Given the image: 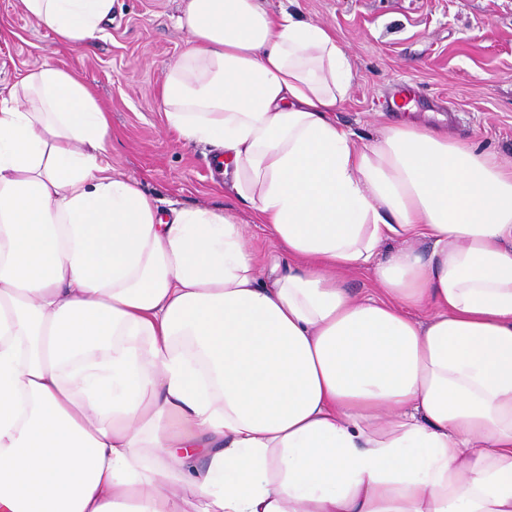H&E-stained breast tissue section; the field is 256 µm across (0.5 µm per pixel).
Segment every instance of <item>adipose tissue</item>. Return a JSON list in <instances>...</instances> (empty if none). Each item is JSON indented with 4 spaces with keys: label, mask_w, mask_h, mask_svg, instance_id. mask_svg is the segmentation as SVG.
Here are the masks:
<instances>
[{
    "label": "adipose tissue",
    "mask_w": 512,
    "mask_h": 512,
    "mask_svg": "<svg viewBox=\"0 0 512 512\" xmlns=\"http://www.w3.org/2000/svg\"><path fill=\"white\" fill-rule=\"evenodd\" d=\"M19 2L70 46L112 14ZM177 25L166 121L221 148L268 281L233 211L163 213L113 174L70 72L10 86L0 512H512V164L413 119L357 145L352 58L264 0H183Z\"/></svg>",
    "instance_id": "1"
}]
</instances>
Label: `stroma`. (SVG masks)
<instances>
[{
  "label": "stroma",
  "instance_id": "1",
  "mask_svg": "<svg viewBox=\"0 0 512 512\" xmlns=\"http://www.w3.org/2000/svg\"><path fill=\"white\" fill-rule=\"evenodd\" d=\"M181 0H113L104 38L60 43L20 8L0 0V87L50 63L91 86L112 121L115 173L139 183L160 211L230 209L249 227L264 259L274 244L247 205L219 188L214 150L182 144L169 129L159 92L185 35ZM331 29L355 63L337 121L363 144L404 118L392 107L405 91L417 116L451 115L448 136L512 160V0H268Z\"/></svg>",
  "mask_w": 512,
  "mask_h": 512
}]
</instances>
